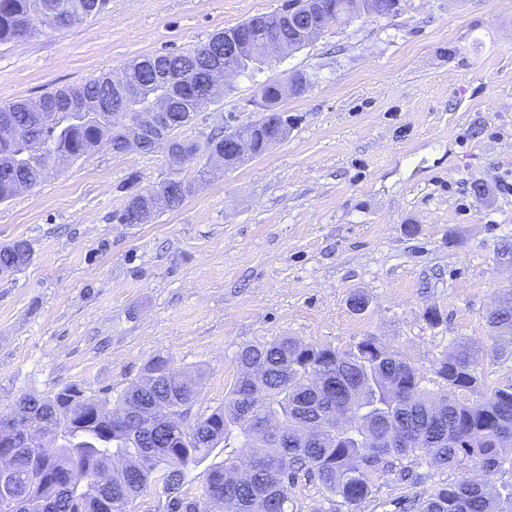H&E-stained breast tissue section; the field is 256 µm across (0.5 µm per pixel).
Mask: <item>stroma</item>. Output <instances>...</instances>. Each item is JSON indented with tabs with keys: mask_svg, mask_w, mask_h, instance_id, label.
<instances>
[{
	"mask_svg": "<svg viewBox=\"0 0 512 512\" xmlns=\"http://www.w3.org/2000/svg\"><path fill=\"white\" fill-rule=\"evenodd\" d=\"M286 0H110L95 17L0 44V104L207 43ZM303 73L280 104L287 137L224 169L145 224L119 217L170 176L163 153L100 145L0 203V245L33 261L0 274V415L75 384L117 400L146 363L201 371L190 419L223 406L244 346L293 337L347 350L372 336L437 388L439 359L485 342L512 287V0H399L227 79L180 135L205 142L261 118L259 87ZM363 294L368 306L353 310ZM440 320L430 323L427 310ZM481 387L512 383V346L485 347ZM418 484L385 475L358 512L475 477L419 457Z\"/></svg>",
	"mask_w": 512,
	"mask_h": 512,
	"instance_id": "stroma-1",
	"label": "stroma"
}]
</instances>
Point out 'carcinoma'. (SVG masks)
Returning a JSON list of instances; mask_svg holds the SVG:
<instances>
[{"label":"carcinoma","mask_w":512,"mask_h":512,"mask_svg":"<svg viewBox=\"0 0 512 512\" xmlns=\"http://www.w3.org/2000/svg\"><path fill=\"white\" fill-rule=\"evenodd\" d=\"M315 10L329 15L328 24H344L372 13L370 0H311ZM109 0H0V43L37 35L48 18L61 12L73 18L102 13ZM284 11L253 17L257 30L278 27ZM224 65V39L212 40L180 53L145 56L125 66L127 82L137 86L143 100L164 92L170 112L191 116L213 103L209 93L210 67ZM115 94L112 75L54 89L41 100H18L0 105V121L11 118L22 133L0 141V202L40 184L51 153L79 158L106 144L121 152L123 117L110 112L93 116L81 112L90 101L108 105ZM263 116L238 126L258 152L268 141L284 138L288 123L280 110L281 84L268 83L259 91ZM166 153L172 176L165 208H178L192 194L193 181L183 169L200 157L224 152V137L204 144L174 133L163 144L144 153ZM154 191L133 195L134 221L143 222L154 210L148 198ZM33 260L25 240L0 246V273L20 270ZM493 342L512 343V291L487 317ZM479 341L466 339L450 356L439 360L436 374L444 389L421 386L417 370L367 337L348 351L284 337L249 345L239 354V375L225 405L197 418L193 424L173 427L149 422V410L176 413L197 397V380L174 379L170 359L152 358L141 380L124 391L118 408L76 385L49 398L23 395L16 402L27 419L45 421L42 442L13 449L8 478L0 477V512H131L130 507L152 486H167L163 512H291L293 489L301 477L316 479L334 499L352 510L375 492L374 476L394 474L415 483L414 472L403 461L422 453L449 469L468 461L479 464L483 480L459 478L422 498L417 512H512V483L497 484L498 475L512 471V384L491 388L476 399ZM312 374L325 376L336 387L308 384ZM338 415L347 425H333ZM292 420L288 433L276 430L257 447L248 477L226 483L229 457L205 470L206 492L201 498L183 494L187 474L221 447L245 448L253 430L270 420ZM406 428L430 437L408 448H392L387 434ZM127 467L112 475V497L95 483V476L112 459Z\"/></svg>","instance_id":"cac0c4a2"}]
</instances>
